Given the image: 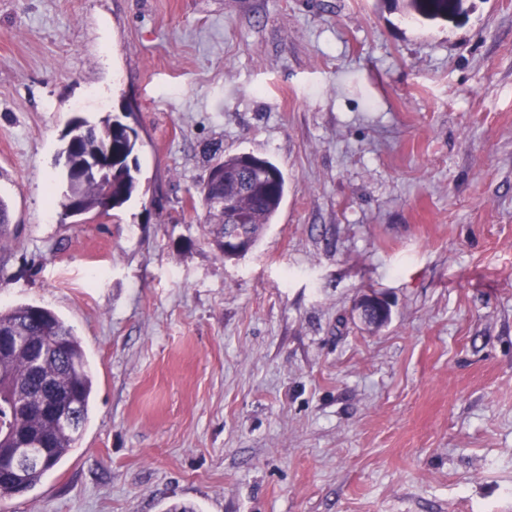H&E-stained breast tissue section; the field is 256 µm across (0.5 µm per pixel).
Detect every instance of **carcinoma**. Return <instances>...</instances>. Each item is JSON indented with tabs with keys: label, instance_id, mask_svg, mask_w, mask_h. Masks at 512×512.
<instances>
[{
	"label": "carcinoma",
	"instance_id": "obj_1",
	"mask_svg": "<svg viewBox=\"0 0 512 512\" xmlns=\"http://www.w3.org/2000/svg\"><path fill=\"white\" fill-rule=\"evenodd\" d=\"M404 2L408 11L427 20L448 19L449 0ZM138 141L137 129L118 118L108 116L98 124L74 121L58 156L64 186L63 216L102 214L128 202L138 188ZM106 153L120 160L105 172H86L89 158ZM250 159L252 156L245 152L217 158L213 166L224 169V177H207L198 188V196L209 208L213 201L224 197V181H238L236 209L251 248L279 211L286 179L271 160L265 158L260 167L253 169L249 167ZM207 220L210 244L222 255L224 238L233 228L219 222L210 210ZM10 224L9 207L0 199V250L9 243ZM0 333L18 338L9 355L0 360V392L18 387L36 400L43 396L42 385L46 383L68 397L75 419L74 426H61L36 411L17 412L11 409L8 398L0 397V455H8L22 436L42 439L49 448L44 464L24 469L17 479L23 490L30 491L76 448L90 419L93 374L73 328L51 309L33 304L0 309Z\"/></svg>",
	"mask_w": 512,
	"mask_h": 512
}]
</instances>
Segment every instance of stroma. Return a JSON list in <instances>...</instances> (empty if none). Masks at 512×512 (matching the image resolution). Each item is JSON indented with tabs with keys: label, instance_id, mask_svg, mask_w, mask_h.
Segmentation results:
<instances>
[{
	"label": "stroma",
	"instance_id": "1",
	"mask_svg": "<svg viewBox=\"0 0 512 512\" xmlns=\"http://www.w3.org/2000/svg\"><path fill=\"white\" fill-rule=\"evenodd\" d=\"M462 10L0 0V308L52 309L94 375L77 449L0 512H512V0ZM108 115L139 191L61 218L64 136ZM216 146L287 183L231 259ZM357 310L361 316L373 315L382 323H386L391 314L386 300L374 293L364 295L357 304Z\"/></svg>",
	"mask_w": 512,
	"mask_h": 512
}]
</instances>
